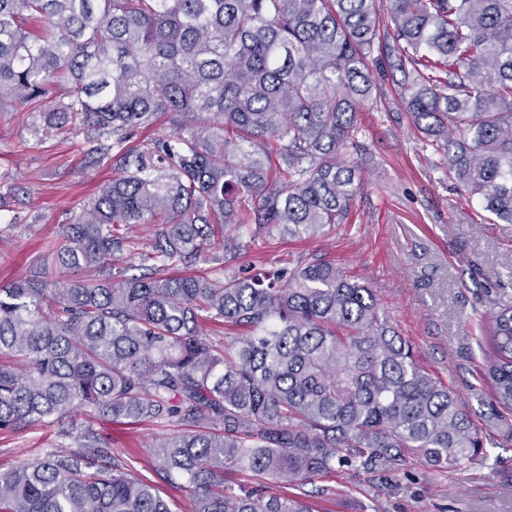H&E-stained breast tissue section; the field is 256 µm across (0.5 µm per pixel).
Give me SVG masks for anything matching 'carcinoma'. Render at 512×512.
I'll return each mask as SVG.
<instances>
[{
	"label": "carcinoma",
	"mask_w": 512,
	"mask_h": 512,
	"mask_svg": "<svg viewBox=\"0 0 512 512\" xmlns=\"http://www.w3.org/2000/svg\"><path fill=\"white\" fill-rule=\"evenodd\" d=\"M0 0V112L85 135L115 176L0 286V431L76 437L0 471V512H171L80 415L157 423L152 469L190 512H312L303 487L358 463L462 470L485 443L416 362L373 289L336 265L164 277L237 232L313 237L349 218L358 111L375 62L461 190L512 223V0ZM384 42L385 55L371 59ZM170 133L136 151L135 133ZM156 229L141 272L127 230ZM238 330L231 342L202 322ZM486 378L512 410V307L482 323ZM231 468L271 491L224 483Z\"/></svg>",
	"instance_id": "obj_1"
}]
</instances>
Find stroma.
Returning a JSON list of instances; mask_svg holds the SVG:
<instances>
[{"instance_id":"obj_1","label":"stroma","mask_w":512,"mask_h":512,"mask_svg":"<svg viewBox=\"0 0 512 512\" xmlns=\"http://www.w3.org/2000/svg\"><path fill=\"white\" fill-rule=\"evenodd\" d=\"M377 97L360 111L359 149L342 159L361 165L348 223L313 237L276 235L224 265L288 271L320 257L367 284L381 313L417 363L450 388L485 438L486 464L441 472L420 461L390 473L341 463L321 480L314 512H512V411L497 406L485 379L478 324L512 306V224H493L461 194L435 147L412 126L391 80L377 76ZM83 136L41 140L23 112H0V285L40 268L48 240L110 180V165L90 163ZM115 451L137 463L173 512H189L188 493L171 492L146 454L158 424L93 421ZM56 429L0 431V471L55 447Z\"/></svg>"}]
</instances>
